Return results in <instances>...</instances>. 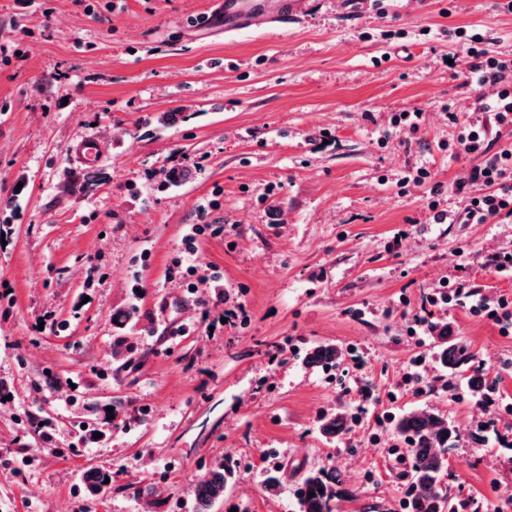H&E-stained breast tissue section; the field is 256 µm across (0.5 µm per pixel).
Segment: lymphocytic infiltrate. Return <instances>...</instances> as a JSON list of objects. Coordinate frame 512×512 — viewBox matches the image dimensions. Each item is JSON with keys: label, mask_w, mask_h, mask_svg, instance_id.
<instances>
[{"label": "lymphocytic infiltrate", "mask_w": 512, "mask_h": 512, "mask_svg": "<svg viewBox=\"0 0 512 512\" xmlns=\"http://www.w3.org/2000/svg\"><path fill=\"white\" fill-rule=\"evenodd\" d=\"M461 64L466 83L477 95L478 111L491 113L492 126L462 123L457 113H449L448 121L458 129L455 146L458 151L480 156L479 164L463 172L451 185L455 193L471 187H483V194L476 202L468 204L459 218H452L447 210L439 208L436 198L441 194L440 185L431 181L427 168H417L411 178L420 184H429L432 200L429 204L433 221L449 224H490L512 217V150L495 149L491 127H512V59L499 56L493 44L482 33L467 35L463 43ZM493 88L491 97L481 94L483 88ZM429 304L454 303L468 308L471 315L492 321L502 334L512 333V298L499 296L491 299L474 286L460 281L450 284L446 293L430 296Z\"/></svg>", "instance_id": "lymphocytic-infiltrate-1"}]
</instances>
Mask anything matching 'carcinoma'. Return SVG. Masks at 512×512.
<instances>
[{
    "mask_svg": "<svg viewBox=\"0 0 512 512\" xmlns=\"http://www.w3.org/2000/svg\"><path fill=\"white\" fill-rule=\"evenodd\" d=\"M339 357L340 352L335 346L318 345L308 353L307 363L324 365L336 362ZM472 359L467 346L448 340V330L439 333L438 360L443 367L459 371L466 368ZM467 384L475 398L483 399L487 387L484 373L476 372L467 377ZM349 420L348 413H336L323 419L320 430L324 435L334 437L347 430ZM394 429L411 446L414 512H443L447 498L442 492L440 477L448 464V448L455 438L454 427L439 414L415 410L400 415ZM235 468L236 462L226 458L198 482L195 490L197 512H209L216 501L224 498V488ZM337 484L333 470L318 468L306 471L299 483V512H335Z\"/></svg>",
    "mask_w": 512,
    "mask_h": 512,
    "instance_id": "obj_1",
    "label": "carcinoma"
}]
</instances>
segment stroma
Returning a JSON list of instances; mask_svg holds the SVG:
<instances>
[{
	"label": "stroma",
	"mask_w": 512,
	"mask_h": 512,
	"mask_svg": "<svg viewBox=\"0 0 512 512\" xmlns=\"http://www.w3.org/2000/svg\"><path fill=\"white\" fill-rule=\"evenodd\" d=\"M209 0H0V512H196L201 477L238 469L211 512H298L312 468L343 480L336 512H401L411 451L390 416L457 431L441 484L470 512H512V335L465 308L431 309L496 381L472 397L411 329L426 296L512 278V219L435 224L450 184L444 114L477 124L449 63L460 31L512 57L498 0H304L288 24L189 26ZM421 110L419 131L396 123ZM93 140L101 157L74 152ZM194 265L169 277L189 225ZM342 352L334 376L306 364ZM425 363L414 386L404 376ZM352 415L320 435L323 417ZM110 475L97 494L87 472ZM278 477L269 489L270 477Z\"/></svg>",
	"instance_id": "35a3bbf8"
}]
</instances>
